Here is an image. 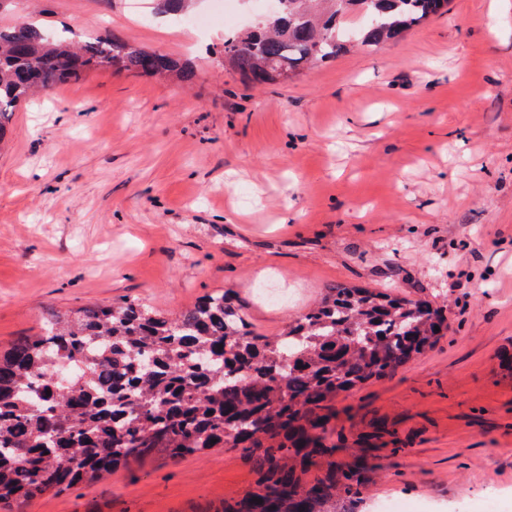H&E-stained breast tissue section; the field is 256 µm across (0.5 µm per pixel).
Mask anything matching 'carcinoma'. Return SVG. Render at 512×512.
Instances as JSON below:
<instances>
[{
	"mask_svg": "<svg viewBox=\"0 0 512 512\" xmlns=\"http://www.w3.org/2000/svg\"><path fill=\"white\" fill-rule=\"evenodd\" d=\"M192 2L158 0L157 13L187 17ZM276 3L224 36V65L252 84L346 53L350 32L360 46L397 42L448 0ZM99 69L195 77L188 61L116 37L74 42L39 22L0 28V138L21 102ZM446 330V308L430 300L342 286L271 337L255 334L223 291L175 315L135 301L52 312L40 334L0 354V502L21 508L156 452L241 446L261 478L224 512H354V472L317 478L302 495L288 460L332 452L336 397L394 374Z\"/></svg>",
	"mask_w": 512,
	"mask_h": 512,
	"instance_id": "obj_1",
	"label": "carcinoma"
}]
</instances>
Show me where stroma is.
<instances>
[{"label":"stroma","mask_w":512,"mask_h":512,"mask_svg":"<svg viewBox=\"0 0 512 512\" xmlns=\"http://www.w3.org/2000/svg\"><path fill=\"white\" fill-rule=\"evenodd\" d=\"M39 20L192 59L180 85L102 70L22 102L0 143V349L49 311L139 301L169 314L230 291L273 336L334 285L447 307L394 375L340 394L333 454L364 502L512 512V0H449L392 45L283 84L227 72L207 31L153 0H12ZM248 451L130 462L19 512H224Z\"/></svg>","instance_id":"1"}]
</instances>
